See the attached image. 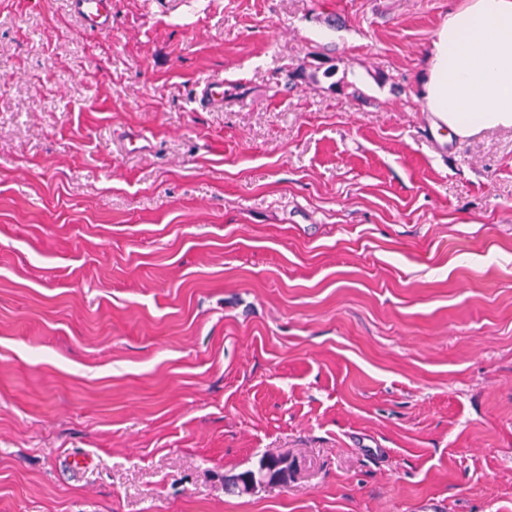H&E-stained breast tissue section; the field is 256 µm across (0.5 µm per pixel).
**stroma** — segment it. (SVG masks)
<instances>
[{
    "mask_svg": "<svg viewBox=\"0 0 512 512\" xmlns=\"http://www.w3.org/2000/svg\"><path fill=\"white\" fill-rule=\"evenodd\" d=\"M111 2L0 0V512H512V129L417 88L460 0ZM110 0H69L70 11L76 15L90 32H99L112 27ZM277 458L273 456L264 457L260 463L259 467L256 471L259 474L270 475L272 464H276ZM255 470H245L243 472L234 474L230 476L228 481H224V487L233 491H237L238 494H246L244 491L246 488V483L248 479H252L255 476ZM269 480H273V478L269 476Z\"/></svg>",
    "mask_w": 512,
    "mask_h": 512,
    "instance_id": "1",
    "label": "stroma"
}]
</instances>
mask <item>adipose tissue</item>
Returning a JSON list of instances; mask_svg holds the SVG:
<instances>
[{"label": "adipose tissue", "mask_w": 512, "mask_h": 512, "mask_svg": "<svg viewBox=\"0 0 512 512\" xmlns=\"http://www.w3.org/2000/svg\"><path fill=\"white\" fill-rule=\"evenodd\" d=\"M419 87L425 111L456 137L512 128V0H462L449 10Z\"/></svg>", "instance_id": "ef3b65f1"}]
</instances>
